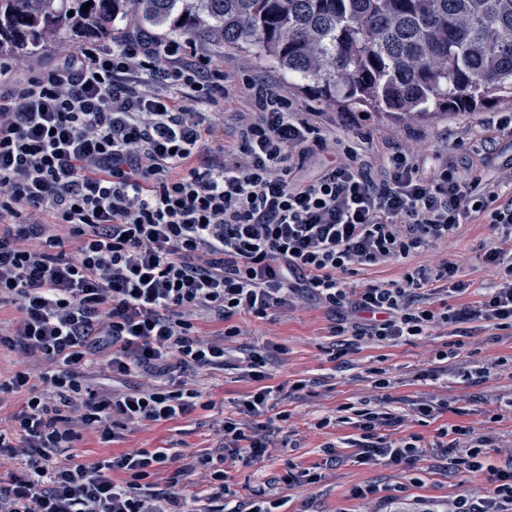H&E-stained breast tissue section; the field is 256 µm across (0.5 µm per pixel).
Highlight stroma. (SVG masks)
Here are the masks:
<instances>
[{
	"mask_svg": "<svg viewBox=\"0 0 512 512\" xmlns=\"http://www.w3.org/2000/svg\"><path fill=\"white\" fill-rule=\"evenodd\" d=\"M190 42L198 51L224 57L225 84L230 94L224 101L225 112H248L252 99L246 88L247 79L262 77L272 82L284 94L293 109L299 112H317L326 136H333L335 119L328 104L300 81L289 78L287 72L273 64L259 60L254 52L224 50L207 37L191 36ZM512 117V104L492 103L474 114L451 112L419 123L396 124L383 114L356 106L357 124L353 132L343 135L344 144H351L356 136L366 135L374 148L409 142L436 153L438 164H446L461 172L474 171L480 158L493 155L496 163L512 161V141L503 140L495 152H488L479 131L492 119ZM466 133L461 148H445L446 138ZM490 234L488 225H471L467 234L449 241L448 256L466 271L469 280L487 281L491 272L479 257V246ZM334 317L315 304H307L290 311H281L267 319H252L247 323L246 335L236 337L234 345L238 356H245L252 348L269 344L279 345L273 353L268 369L275 385H288L297 379L308 380V387L290 395L288 407L294 412L287 432L272 434L274 452L258 466L242 462H226L225 469L232 490L238 497L250 496L252 490L265 484L276 485L285 504L282 512H370L368 501L354 497L355 487L365 483H379L404 487L407 495L441 501L458 494L476 497L487 495L492 486L484 474H448L442 467L436 449H427L417 461L398 466H365L354 462L351 449H343V464L325 465L318 450L320 444L338 439L339 431L325 433L314 429V422L333 413L338 405L357 401L371 395V370L387 368L393 385L384 391L388 407L407 409L425 394L444 401L446 407L436 419L420 421L409 415L402 425L389 428L390 437L416 433L432 439L440 425L465 420L477 429L493 427L502 449L512 448V417L490 423L489 417L500 396L512 393V375L501 373L480 383H463L454 377L420 379V372L435 367V353L448 349L451 337L433 335L383 348H355L332 335ZM253 388L251 381L241 377L237 370L206 376L204 392L214 401L211 410H197L186 418L160 425L124 431L118 441L103 444L86 435L74 444L73 452L82 461L93 462L130 448H158L175 445L184 454L193 455L216 447L217 439L212 424L222 412L231 411L234 401L242 399ZM466 408L465 417H457L455 408ZM293 433L299 447L287 450L282 446L286 433ZM321 467L324 478L319 485L291 487L284 483L290 466Z\"/></svg>",
	"mask_w": 512,
	"mask_h": 512,
	"instance_id": "1",
	"label": "stroma"
}]
</instances>
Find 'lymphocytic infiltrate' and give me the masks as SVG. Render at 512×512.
<instances>
[{
	"label": "lymphocytic infiltrate",
	"instance_id": "lymphocytic-infiltrate-1",
	"mask_svg": "<svg viewBox=\"0 0 512 512\" xmlns=\"http://www.w3.org/2000/svg\"><path fill=\"white\" fill-rule=\"evenodd\" d=\"M254 109L234 117L224 142L223 58L128 28L119 41L66 51L34 73L0 62V512H279L272 489L236 500L224 463L265 461L280 386L268 355L239 360L254 389L216 423L217 448L185 457L134 448L85 463L61 449L82 434L192 414L202 376L223 370L235 316L257 319L312 299L335 311L332 332L366 346L465 336L471 324L512 337V165L462 174L410 145L367 159L366 136L343 161L300 178L328 146L309 112L292 111L263 81ZM486 224L483 264L494 272L480 298L455 306L470 281L429 247ZM403 267L399 278L350 287L358 270ZM222 323L210 334L201 322ZM372 397L337 407L316 429L351 427L337 446L362 465L415 460L439 448L454 472H488L485 497L435 503L356 487L378 512H512V455L492 464L493 430L437 428L433 441L386 430L404 415L385 408L390 388L374 371ZM19 409H11L12 397ZM21 469H14V462ZM170 468L165 485L156 477ZM121 480H114V473Z\"/></svg>",
	"mask_w": 512,
	"mask_h": 512
}]
</instances>
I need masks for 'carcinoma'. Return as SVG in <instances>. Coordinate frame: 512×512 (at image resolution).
<instances>
[{"label": "carcinoma", "instance_id": "1", "mask_svg": "<svg viewBox=\"0 0 512 512\" xmlns=\"http://www.w3.org/2000/svg\"><path fill=\"white\" fill-rule=\"evenodd\" d=\"M131 17L165 36L253 47L327 102L396 121L512 99V0H0V60Z\"/></svg>", "mask_w": 512, "mask_h": 512}]
</instances>
